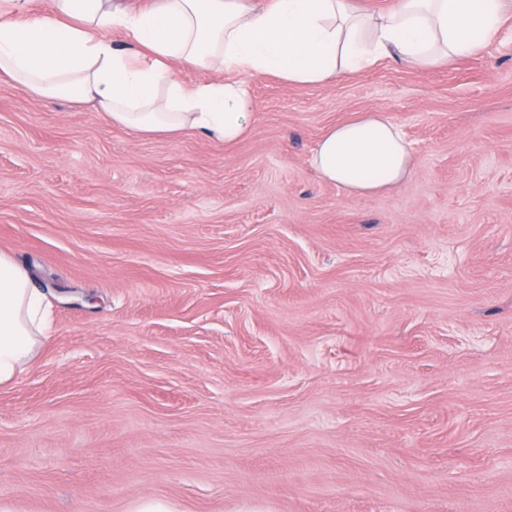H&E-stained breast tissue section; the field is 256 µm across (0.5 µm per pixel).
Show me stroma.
I'll use <instances>...</instances> for the list:
<instances>
[{"label": "stroma", "instance_id": "35a3bbf8", "mask_svg": "<svg viewBox=\"0 0 512 512\" xmlns=\"http://www.w3.org/2000/svg\"><path fill=\"white\" fill-rule=\"evenodd\" d=\"M250 84L227 145L0 81V251L63 289L0 386V503L512 512V6L429 74ZM377 111L412 172L346 195L311 152Z\"/></svg>", "mask_w": 512, "mask_h": 512}]
</instances>
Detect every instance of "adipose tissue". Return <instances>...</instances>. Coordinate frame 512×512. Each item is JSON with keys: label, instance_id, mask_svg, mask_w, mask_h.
Returning <instances> with one entry per match:
<instances>
[{"label": "adipose tissue", "instance_id": "adipose-tissue-1", "mask_svg": "<svg viewBox=\"0 0 512 512\" xmlns=\"http://www.w3.org/2000/svg\"><path fill=\"white\" fill-rule=\"evenodd\" d=\"M506 0H391L369 14L355 0H51L32 16L24 0L0 8V78L35 97L91 102L138 134L188 128L230 144L250 127V78L291 86L342 80L391 59L424 73L478 54L499 34ZM131 49L113 46L112 30ZM219 68L227 79L183 84L177 68ZM347 195L398 187L413 156L384 112L331 127L310 159ZM49 328L46 295L0 252V385L33 358Z\"/></svg>", "mask_w": 512, "mask_h": 512}]
</instances>
